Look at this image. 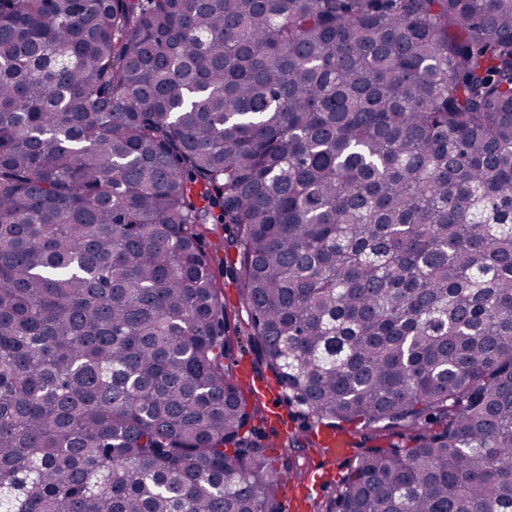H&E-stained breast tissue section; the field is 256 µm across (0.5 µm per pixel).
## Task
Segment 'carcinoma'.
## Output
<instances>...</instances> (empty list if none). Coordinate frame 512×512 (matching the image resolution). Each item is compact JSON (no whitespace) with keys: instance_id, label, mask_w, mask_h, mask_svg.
Segmentation results:
<instances>
[{"instance_id":"1","label":"carcinoma","mask_w":512,"mask_h":512,"mask_svg":"<svg viewBox=\"0 0 512 512\" xmlns=\"http://www.w3.org/2000/svg\"><path fill=\"white\" fill-rule=\"evenodd\" d=\"M512 512V0H0V512ZM219 285L224 289V302L228 308L231 323V334L234 326H243L247 324V313L239 304L238 294L232 281L224 274V278H219ZM234 338V349L232 359L235 361L241 369L242 365H246V370L252 373L254 378V382L256 386H262L264 383H273L276 385L277 390L275 393L276 405L280 408V410L284 413V416L288 415V407L285 404L279 402L280 388L277 385L272 374L265 370L264 367L258 364V356L247 336H243V333H240V336H233ZM320 440L327 448H330L328 455L335 460L331 461L325 456H321L316 449L310 448L307 452L299 454V463L302 465L301 468L308 472V475L316 466L320 467L324 485L319 496L314 499L323 501L334 495L337 483L341 480L349 465L353 463L357 452L361 451L362 448H351L348 457L337 459L336 457L343 456L348 452L351 442L350 438L344 434L323 432L320 434Z\"/></svg>"}]
</instances>
